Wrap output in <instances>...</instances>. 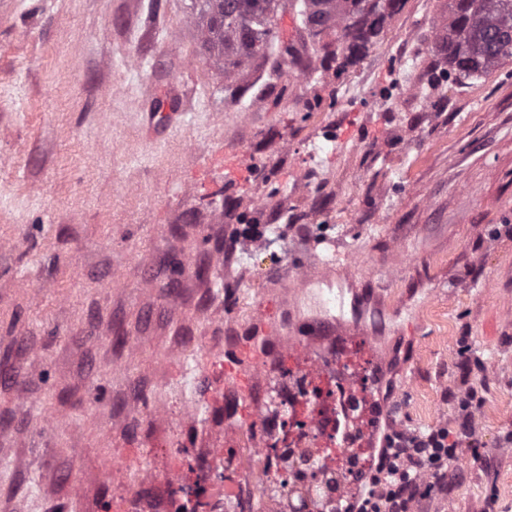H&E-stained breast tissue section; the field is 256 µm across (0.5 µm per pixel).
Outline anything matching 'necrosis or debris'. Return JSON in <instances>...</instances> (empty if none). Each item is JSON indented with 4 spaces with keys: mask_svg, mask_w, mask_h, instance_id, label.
Returning a JSON list of instances; mask_svg holds the SVG:
<instances>
[{
    "mask_svg": "<svg viewBox=\"0 0 512 512\" xmlns=\"http://www.w3.org/2000/svg\"><path fill=\"white\" fill-rule=\"evenodd\" d=\"M375 339L355 332L286 337L258 407L235 408L203 463L157 471L117 454L133 472L114 512H144L138 490L164 483L161 512H339L376 467L388 406L378 399Z\"/></svg>",
    "mask_w": 512,
    "mask_h": 512,
    "instance_id": "necrosis-or-debris-1",
    "label": "necrosis or debris"
}]
</instances>
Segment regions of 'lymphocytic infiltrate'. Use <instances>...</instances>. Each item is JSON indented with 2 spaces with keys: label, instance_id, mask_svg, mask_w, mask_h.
Masks as SVG:
<instances>
[{
  "label": "lymphocytic infiltrate",
  "instance_id": "lymphocytic-infiltrate-1",
  "mask_svg": "<svg viewBox=\"0 0 512 512\" xmlns=\"http://www.w3.org/2000/svg\"><path fill=\"white\" fill-rule=\"evenodd\" d=\"M485 398L470 389L458 398L456 429L435 425L422 432L410 433L405 444H396L391 434H384L377 455L375 477L369 479L362 497L348 512H414L421 501L448 494V460L457 445L451 432L473 437L472 414Z\"/></svg>",
  "mask_w": 512,
  "mask_h": 512
}]
</instances>
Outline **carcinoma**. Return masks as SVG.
Returning <instances> with one entry per match:
<instances>
[{"instance_id": "obj_1", "label": "carcinoma", "mask_w": 512, "mask_h": 512, "mask_svg": "<svg viewBox=\"0 0 512 512\" xmlns=\"http://www.w3.org/2000/svg\"><path fill=\"white\" fill-rule=\"evenodd\" d=\"M196 17L201 49L222 60L226 87L259 59L283 46L277 21L286 0H200ZM303 21L313 36L333 34L341 45V72L359 62L376 43L403 0H303ZM434 52L448 61V74L483 77L512 58V0H448Z\"/></svg>"}]
</instances>
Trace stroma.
Masks as SVG:
<instances>
[{"instance_id": "1", "label": "stroma", "mask_w": 512, "mask_h": 512, "mask_svg": "<svg viewBox=\"0 0 512 512\" xmlns=\"http://www.w3.org/2000/svg\"><path fill=\"white\" fill-rule=\"evenodd\" d=\"M301 8L280 20L291 63L233 98L191 0H0V512H109L117 452L194 465L224 409L170 420L178 352L217 387L210 353L276 326L246 409L282 334L356 302L385 314L382 396L408 430L482 382L485 461L449 495L512 510V59L449 81L448 0H405L340 72ZM464 350L482 373L449 372Z\"/></svg>"}]
</instances>
